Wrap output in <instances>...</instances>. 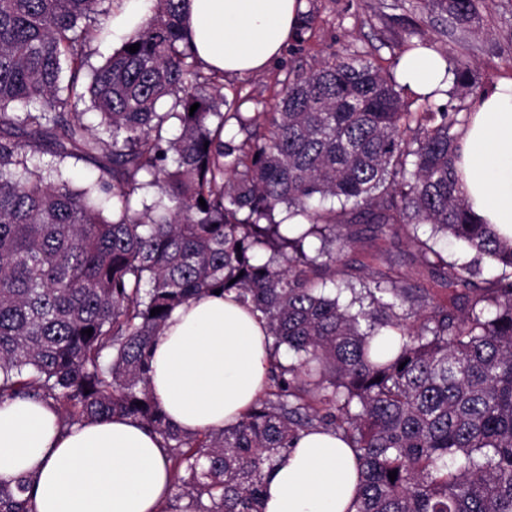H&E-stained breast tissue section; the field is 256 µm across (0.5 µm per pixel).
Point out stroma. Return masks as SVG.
Masks as SVG:
<instances>
[{
  "label": "stroma",
  "mask_w": 512,
  "mask_h": 512,
  "mask_svg": "<svg viewBox=\"0 0 512 512\" xmlns=\"http://www.w3.org/2000/svg\"><path fill=\"white\" fill-rule=\"evenodd\" d=\"M306 4L315 21L305 47L288 42L263 73L225 79L224 94L246 97L245 111H270L288 70L313 73L334 52L368 50L372 61L392 68L400 43L414 29L430 48L447 47L449 57L475 71L478 92L458 90L450 99L452 105L471 108L479 92L512 78V0H484L481 28L466 47L450 35L449 20L422 9V0H306Z\"/></svg>",
  "instance_id": "obj_1"
}]
</instances>
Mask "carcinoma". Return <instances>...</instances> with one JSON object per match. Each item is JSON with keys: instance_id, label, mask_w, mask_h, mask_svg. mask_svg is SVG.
Instances as JSON below:
<instances>
[{"instance_id": "1", "label": "carcinoma", "mask_w": 512, "mask_h": 512, "mask_svg": "<svg viewBox=\"0 0 512 512\" xmlns=\"http://www.w3.org/2000/svg\"><path fill=\"white\" fill-rule=\"evenodd\" d=\"M113 2L0 0V401L41 399L66 425L139 420L184 472L162 512H263L265 471L316 428L358 457L356 512H512V242L460 189L468 115L407 111L395 74L360 50L288 72L272 111L243 112L197 60L184 0H155L91 68ZM482 2L424 0L464 43ZM450 71L477 88L468 65ZM68 159L96 177L73 186ZM281 209L309 227L287 230ZM393 227L448 301L382 250L365 278L342 259ZM438 234L474 264L444 261ZM484 261L501 273L478 279ZM217 289L265 322L268 389L236 425L185 433L150 395L149 349L177 307ZM28 492L0 482V512H35Z\"/></svg>"}]
</instances>
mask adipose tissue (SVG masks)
I'll list each match as a JSON object with an SVG mask.
<instances>
[{
	"mask_svg": "<svg viewBox=\"0 0 512 512\" xmlns=\"http://www.w3.org/2000/svg\"><path fill=\"white\" fill-rule=\"evenodd\" d=\"M154 0H114L112 38L127 40ZM306 0H186L184 26L197 58L228 77L264 71L296 34ZM447 63L419 49L397 76L415 93L447 89ZM461 188L472 212L512 240V79L474 104L458 149ZM271 339L235 293L176 308L151 345V394L188 433L236 424L267 385ZM27 477L36 512H160L173 470L159 437L114 416L63 425L45 402H0V480ZM357 462L327 432L299 438L263 484L264 512H356Z\"/></svg>",
	"mask_w": 512,
	"mask_h": 512,
	"instance_id": "obj_1",
	"label": "adipose tissue"
}]
</instances>
